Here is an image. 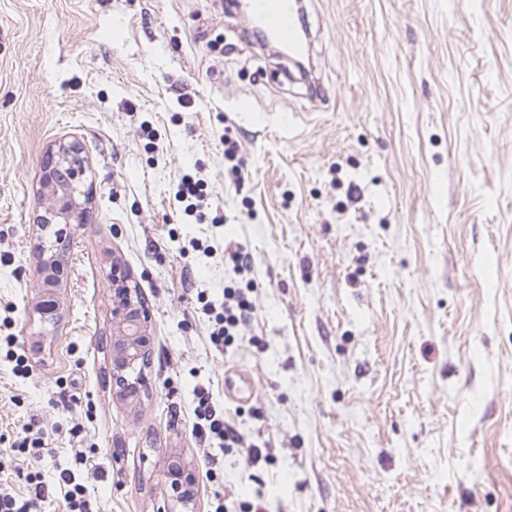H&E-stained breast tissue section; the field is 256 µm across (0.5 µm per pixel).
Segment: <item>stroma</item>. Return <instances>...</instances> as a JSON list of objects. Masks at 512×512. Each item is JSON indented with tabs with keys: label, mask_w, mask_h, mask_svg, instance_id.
Here are the masks:
<instances>
[{
	"label": "stroma",
	"mask_w": 512,
	"mask_h": 512,
	"mask_svg": "<svg viewBox=\"0 0 512 512\" xmlns=\"http://www.w3.org/2000/svg\"><path fill=\"white\" fill-rule=\"evenodd\" d=\"M301 3L308 80L232 0H0V336L31 366L0 350V485L29 499L38 475V512H69L64 473L92 512H512V0ZM64 139L90 222L45 330L35 193ZM186 174L201 213L173 197ZM115 272L151 314L129 401ZM228 286L252 310L221 350L207 305ZM234 368L248 402L224 394ZM201 390L265 460L197 434ZM224 392L229 397L247 401L254 393L251 376L241 370H226L224 372ZM247 394V396H243ZM167 482H171L172 479H176L177 482L174 483V487L178 495L176 499L179 503L183 505H187L190 502V498L192 493L190 492V488H193L194 485V475L189 468H187L184 464L180 465L175 464L171 469H168L167 472ZM182 489H187V492L183 494H179Z\"/></svg>",
	"instance_id": "obj_1"
}]
</instances>
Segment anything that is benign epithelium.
Returning <instances> with one entry per match:
<instances>
[{"mask_svg":"<svg viewBox=\"0 0 512 512\" xmlns=\"http://www.w3.org/2000/svg\"><path fill=\"white\" fill-rule=\"evenodd\" d=\"M85 171L83 147L77 141H61L47 153L42 162L38 196L53 204L38 217L41 245L38 246L37 273L43 287L56 288L66 268L64 248L70 243L73 230L89 221V211L78 202L81 194L78 177ZM61 228H56V225ZM112 316L116 318V336L112 340V380L119 396L134 398L142 380L132 376L137 365L148 355L149 313L140 301L136 287L123 276H112ZM167 481L174 482L179 503L187 505L194 485L189 468L176 464L167 472Z\"/></svg>","mask_w":512,"mask_h":512,"instance_id":"obj_1","label":"benign epithelium"}]
</instances>
